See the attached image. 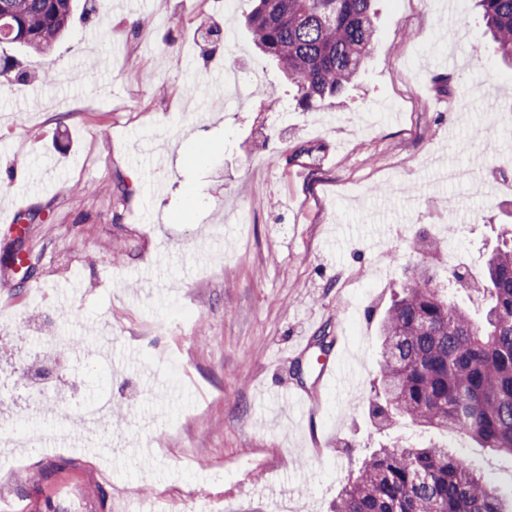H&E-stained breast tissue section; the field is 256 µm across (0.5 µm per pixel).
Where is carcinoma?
Returning <instances> with one entry per match:
<instances>
[{
    "label": "carcinoma",
    "instance_id": "obj_1",
    "mask_svg": "<svg viewBox=\"0 0 512 512\" xmlns=\"http://www.w3.org/2000/svg\"><path fill=\"white\" fill-rule=\"evenodd\" d=\"M248 26L311 110L341 96L373 47V0H256ZM496 52L512 63V0H478ZM75 0H0V44L44 52L69 29ZM482 321L412 270L379 324L375 413L458 433L512 456V230L488 259ZM332 512H512L498 488L448 443L380 448Z\"/></svg>",
    "mask_w": 512,
    "mask_h": 512
}]
</instances>
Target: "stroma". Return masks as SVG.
I'll list each match as a JSON object with an SVG mask.
<instances>
[{"label":"stroma","mask_w":512,"mask_h":512,"mask_svg":"<svg viewBox=\"0 0 512 512\" xmlns=\"http://www.w3.org/2000/svg\"><path fill=\"white\" fill-rule=\"evenodd\" d=\"M253 6L79 0L50 50L0 44V214L29 226L0 232V270L19 249L32 266L0 284V512H32L63 475L85 512H329L373 450L443 439L372 415L378 324L420 265L440 283L458 268L457 301L483 317L512 224V65L474 0H377L345 97L305 110L257 50ZM54 334L84 355L50 354ZM324 335L361 368L351 399L319 376ZM106 336L125 365L98 356ZM37 377L64 422L27 404ZM291 387L313 419L283 403ZM104 399L85 433L77 413ZM445 439L512 498L511 457Z\"/></svg>","instance_id":"35a3bbf8"}]
</instances>
